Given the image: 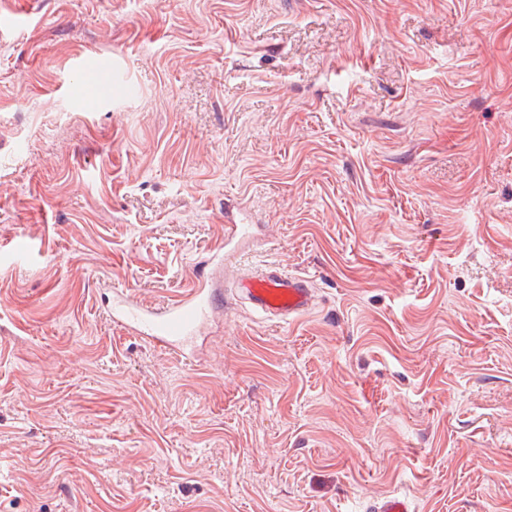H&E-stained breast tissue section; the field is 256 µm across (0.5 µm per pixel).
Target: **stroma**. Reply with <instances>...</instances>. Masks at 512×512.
<instances>
[{
    "label": "stroma",
    "instance_id": "35a3bbf8",
    "mask_svg": "<svg viewBox=\"0 0 512 512\" xmlns=\"http://www.w3.org/2000/svg\"><path fill=\"white\" fill-rule=\"evenodd\" d=\"M0 512H512V0H0ZM313 309L116 326L226 215ZM220 308L222 292L218 296L201 283L173 302L154 307L142 305L129 290H121L113 297L111 316L128 334L182 362H192L193 339L205 331Z\"/></svg>",
    "mask_w": 512,
    "mask_h": 512
}]
</instances>
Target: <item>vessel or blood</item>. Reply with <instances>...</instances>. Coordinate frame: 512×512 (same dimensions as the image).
Instances as JSON below:
<instances>
[{
    "label": "vessel or blood",
    "mask_w": 512,
    "mask_h": 512,
    "mask_svg": "<svg viewBox=\"0 0 512 512\" xmlns=\"http://www.w3.org/2000/svg\"><path fill=\"white\" fill-rule=\"evenodd\" d=\"M250 230V225L233 220L225 224L224 248L213 254V265L222 266L225 252H236L249 237ZM224 303L231 306L243 303L263 315L292 320L308 311L314 298L307 278L270 265L237 270L220 296L201 285L169 304L149 307L124 290L115 294L111 316L113 323L128 334L188 362L194 356L193 340L205 331L212 316Z\"/></svg>",
    "instance_id": "b4317fda"
}]
</instances>
